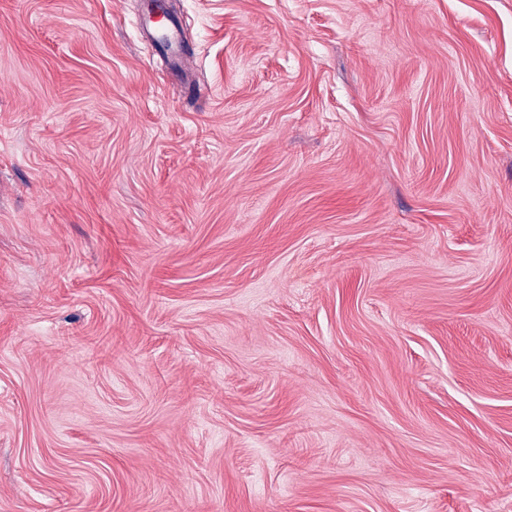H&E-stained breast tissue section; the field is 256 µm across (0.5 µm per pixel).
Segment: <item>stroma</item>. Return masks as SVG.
I'll return each mask as SVG.
<instances>
[{"instance_id": "35a3bbf8", "label": "stroma", "mask_w": 512, "mask_h": 512, "mask_svg": "<svg viewBox=\"0 0 512 512\" xmlns=\"http://www.w3.org/2000/svg\"><path fill=\"white\" fill-rule=\"evenodd\" d=\"M148 5L0 0V512H512V0ZM163 13V23L161 29H158L154 23L149 22L153 30L150 37L154 53L164 58L171 69L181 68L192 53H188L184 48V41L180 31L181 25L174 19Z\"/></svg>"}]
</instances>
